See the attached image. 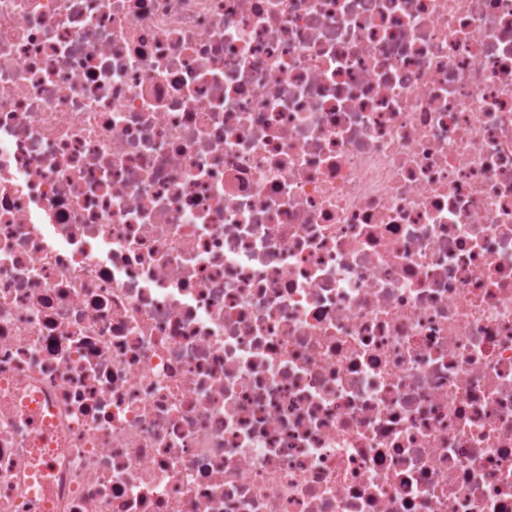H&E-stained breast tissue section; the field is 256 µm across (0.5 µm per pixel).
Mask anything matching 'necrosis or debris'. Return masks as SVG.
<instances>
[{"label": "necrosis or debris", "mask_w": 512, "mask_h": 512, "mask_svg": "<svg viewBox=\"0 0 512 512\" xmlns=\"http://www.w3.org/2000/svg\"><path fill=\"white\" fill-rule=\"evenodd\" d=\"M0 512H512V0H0Z\"/></svg>", "instance_id": "4bbe7bcc"}]
</instances>
